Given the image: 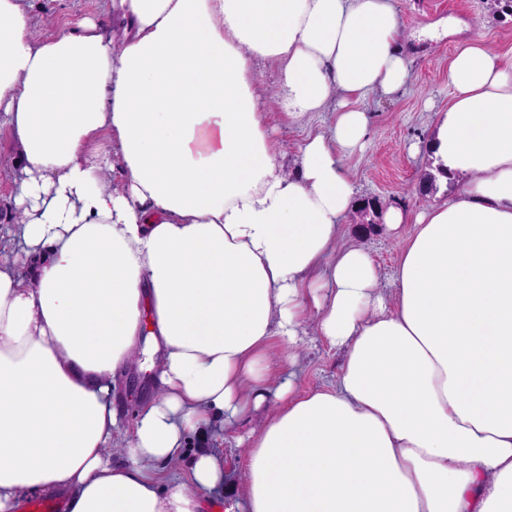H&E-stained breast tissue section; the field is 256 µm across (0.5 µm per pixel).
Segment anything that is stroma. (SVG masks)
<instances>
[{
    "mask_svg": "<svg viewBox=\"0 0 512 512\" xmlns=\"http://www.w3.org/2000/svg\"><path fill=\"white\" fill-rule=\"evenodd\" d=\"M36 29L46 23L78 28L85 20L109 26L112 17L109 0H28ZM403 22L402 51L408 62L404 85L392 95L373 93L361 103L369 118L365 146L346 161L361 197L377 198L383 208L399 207L420 212L445 199L458 189L459 178H439V189L430 192L425 177L434 171L428 149L437 113L447 111L452 89L448 84V59L470 38H480L498 53L512 56V10L498 0H396ZM256 89L265 111L269 112L274 136L284 149L287 171L295 169L294 148L306 134L326 126L328 114L293 123L283 114V86L276 70L257 64ZM340 246L363 248L380 273V289L394 294V278L400 259V238L410 225H402L391 235L383 218L374 224L355 223L346 213ZM301 354L290 377L295 393L302 394L335 383L343 365L344 353L319 338L313 328L300 335ZM259 417L246 418L233 425L213 423L202 437L191 438L189 452L200 449L223 457L227 480L211 495L216 512H229L237 495L233 483L243 464L244 444Z\"/></svg>",
    "mask_w": 512,
    "mask_h": 512,
    "instance_id": "35a3bbf8",
    "label": "stroma"
}]
</instances>
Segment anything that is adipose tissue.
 Here are the masks:
<instances>
[{
    "instance_id": "obj_1",
    "label": "adipose tissue",
    "mask_w": 512,
    "mask_h": 512,
    "mask_svg": "<svg viewBox=\"0 0 512 512\" xmlns=\"http://www.w3.org/2000/svg\"><path fill=\"white\" fill-rule=\"evenodd\" d=\"M114 26L34 34L0 0V120L18 148L0 232V512H207L224 460L179 459L214 419L265 411L239 512H512V57L448 61L430 148L459 191L411 214L393 299L341 248L361 101L407 76L396 0H112ZM283 75L290 121L329 113L286 174L255 89ZM120 157L124 180L106 174ZM335 384L295 394L308 314ZM154 395L125 431L112 391L142 342Z\"/></svg>"
}]
</instances>
